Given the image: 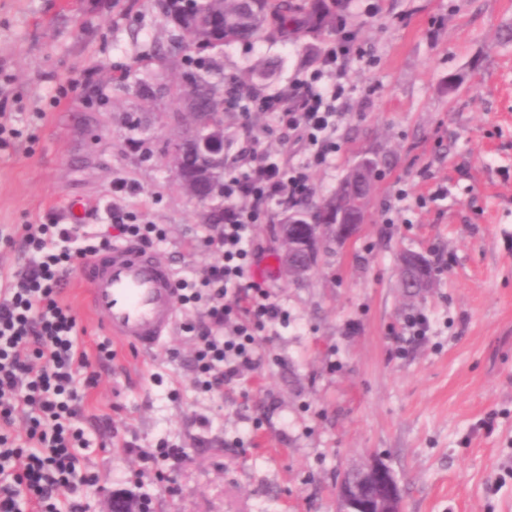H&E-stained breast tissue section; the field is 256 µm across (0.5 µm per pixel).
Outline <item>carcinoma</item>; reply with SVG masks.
Here are the masks:
<instances>
[{
  "instance_id": "carcinoma-1",
  "label": "carcinoma",
  "mask_w": 512,
  "mask_h": 512,
  "mask_svg": "<svg viewBox=\"0 0 512 512\" xmlns=\"http://www.w3.org/2000/svg\"><path fill=\"white\" fill-rule=\"evenodd\" d=\"M349 0H154L155 6L181 31L180 49L186 61L196 64L200 73H190L192 82L179 91L189 125L201 134L224 125V111L230 90L252 88L253 80L269 81L279 68L275 61L256 64L246 80H225L205 66L195 46L207 45L217 52L235 45H249L262 39L294 43L317 40L336 32ZM233 141L224 138V157L208 159L186 153L181 168L185 188L200 192L211 189V181L224 178L222 171L231 163ZM343 207V197L332 194L318 203L306 202L293 217H308L320 208Z\"/></svg>"
}]
</instances>
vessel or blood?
Segmentation results:
<instances>
[{"mask_svg": "<svg viewBox=\"0 0 512 512\" xmlns=\"http://www.w3.org/2000/svg\"><path fill=\"white\" fill-rule=\"evenodd\" d=\"M90 311L113 338L139 353L166 341L176 318V273L160 252L116 243L81 269Z\"/></svg>", "mask_w": 512, "mask_h": 512, "instance_id": "b4317fda", "label": "vessel or blood"}]
</instances>
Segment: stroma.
I'll list each match as a JSON object with an SVG mask.
<instances>
[{
  "label": "stroma",
  "instance_id": "35a3bbf8",
  "mask_svg": "<svg viewBox=\"0 0 512 512\" xmlns=\"http://www.w3.org/2000/svg\"><path fill=\"white\" fill-rule=\"evenodd\" d=\"M344 21L374 62H353L342 148L311 177L320 199L378 157L365 223L311 274L266 279L288 323L263 343L262 369L222 394L192 384L180 330L144 356L113 344L84 402L99 485L82 512L134 488L153 512H335L337 475L370 452L405 512H512V0H351ZM175 34L154 0H0V276L28 259L21 225L67 223L76 199L104 234L116 210L164 225L156 249L178 273L212 261L204 215L224 201L190 200L170 159L187 124L163 90L181 79ZM261 59L282 62L280 90L313 56L266 40L225 48L220 64L241 77ZM224 127L235 147L249 130L304 156L273 114L232 108ZM408 251L438 275L415 297L398 283ZM63 300L95 354L107 334L79 272ZM419 313L426 335L396 352ZM197 414L207 424L188 427ZM163 442L188 452L175 480L135 481L129 445Z\"/></svg>",
  "mask_w": 512,
  "mask_h": 512
}]
</instances>
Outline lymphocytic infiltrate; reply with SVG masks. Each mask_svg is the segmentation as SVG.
I'll return each mask as SVG.
<instances>
[{
	"label": "lymphocytic infiltrate",
	"instance_id": "lymphocytic-infiltrate-1",
	"mask_svg": "<svg viewBox=\"0 0 512 512\" xmlns=\"http://www.w3.org/2000/svg\"><path fill=\"white\" fill-rule=\"evenodd\" d=\"M363 56L356 33L341 25L287 91L238 96L242 114H274L288 142L304 141L308 157L294 165L260 138H249L224 173V221L205 240L215 260L177 280L179 306L198 312L182 325L193 343L192 380L208 392L221 393L245 372L259 370L258 336L288 320L255 279L264 249L252 227L272 207L289 209L312 197L308 169L332 161L348 95L345 77ZM112 223V237L76 224L24 225L30 257L0 286V512H82L75 496L97 481L79 454L88 445L80 422L85 392L98 377L94 364L111 360L113 352L104 341L88 356L61 294L75 265L110 247L113 238L149 247L166 237L159 225L128 223L118 211ZM136 455L138 477L160 481L172 480L188 457L185 449L167 447L140 448Z\"/></svg>",
	"mask_w": 512,
	"mask_h": 512
}]
</instances>
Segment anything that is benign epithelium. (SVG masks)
<instances>
[{
    "label": "benign epithelium",
    "instance_id": "7a95c632",
    "mask_svg": "<svg viewBox=\"0 0 512 512\" xmlns=\"http://www.w3.org/2000/svg\"><path fill=\"white\" fill-rule=\"evenodd\" d=\"M190 149L207 156L224 155V133L213 128L205 134H191L175 143L172 156ZM363 192L353 201V215L344 219L336 215L334 224H299L286 222L279 225L284 250L282 260L286 275L302 277L317 264L320 251L327 240L343 244L358 232L360 215L366 210L372 185V175L366 170L357 172ZM401 285L421 290L428 287L426 262L418 253H406L400 259ZM336 512H404L403 495L392 469L376 455H368L359 467L343 472L335 485Z\"/></svg>",
    "mask_w": 512,
    "mask_h": 512
}]
</instances>
